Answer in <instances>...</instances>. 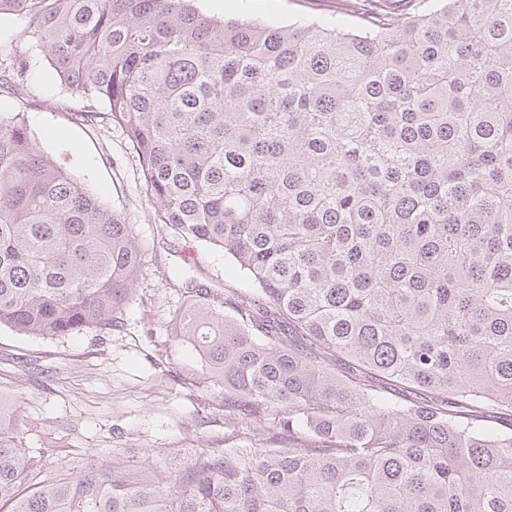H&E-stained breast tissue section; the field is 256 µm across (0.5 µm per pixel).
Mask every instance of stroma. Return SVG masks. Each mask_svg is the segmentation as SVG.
Segmentation results:
<instances>
[{
	"label": "stroma",
	"mask_w": 512,
	"mask_h": 512,
	"mask_svg": "<svg viewBox=\"0 0 512 512\" xmlns=\"http://www.w3.org/2000/svg\"><path fill=\"white\" fill-rule=\"evenodd\" d=\"M342 0H198L220 18L253 16L293 23L334 15ZM20 20L0 22V41H17L27 63L20 89L0 85V112L23 113L41 149L107 208L130 224L144 264L110 335L84 329L64 337L26 336L0 327V401L23 422L22 445L41 458L42 477L76 473L90 460L179 473L245 430L224 417V387L201 373V358L172 326L184 288L220 294L249 288L221 250L198 247L182 258L185 238L158 221L138 155L102 104L71 92L36 41L18 40ZM95 112L94 121L83 118ZM85 158L70 164L69 143Z\"/></svg>",
	"instance_id": "1"
}]
</instances>
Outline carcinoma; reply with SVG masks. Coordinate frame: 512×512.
I'll use <instances>...</instances> for the list:
<instances>
[{
	"label": "carcinoma",
	"instance_id": "carcinoma-1",
	"mask_svg": "<svg viewBox=\"0 0 512 512\" xmlns=\"http://www.w3.org/2000/svg\"><path fill=\"white\" fill-rule=\"evenodd\" d=\"M136 149L160 223L253 287L171 335L251 445L181 474L32 481L0 410V512H512V0L349 26L194 0H0ZM25 63L0 44V80ZM129 225L0 112V326L123 327Z\"/></svg>",
	"mask_w": 512,
	"mask_h": 512
}]
</instances>
